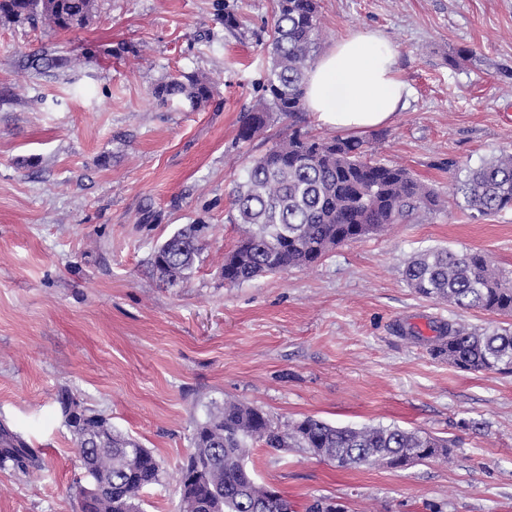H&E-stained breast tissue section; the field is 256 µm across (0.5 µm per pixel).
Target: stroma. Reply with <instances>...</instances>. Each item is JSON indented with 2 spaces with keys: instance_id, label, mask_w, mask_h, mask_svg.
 I'll list each match as a JSON object with an SVG mask.
<instances>
[{
  "instance_id": "35a3bbf8",
  "label": "stroma",
  "mask_w": 512,
  "mask_h": 512,
  "mask_svg": "<svg viewBox=\"0 0 512 512\" xmlns=\"http://www.w3.org/2000/svg\"><path fill=\"white\" fill-rule=\"evenodd\" d=\"M240 27H224L225 11ZM274 0H95L68 32L0 22V422L39 450L31 476L0 470V512H82L88 485L58 398L107 416L160 460L142 512H177V470L208 408L235 398L280 424L397 425L452 440L446 460L341 470L300 448H252L258 484L292 512H512V374L466 372L432 350L434 327L507 325L418 296L404 264L427 248L478 250L512 279V208L474 218L457 177L512 152V0H319L323 53L354 28L400 51L413 95L364 131L374 159L407 168L440 208L317 265L225 284L241 235L231 192L289 127L334 136L311 112L237 141L259 103ZM45 51L67 67L39 73ZM213 86L198 110L160 102L168 76ZM204 225L187 283L167 286L155 247Z\"/></svg>"
}]
</instances>
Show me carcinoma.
Wrapping results in <instances>:
<instances>
[{"mask_svg":"<svg viewBox=\"0 0 512 512\" xmlns=\"http://www.w3.org/2000/svg\"><path fill=\"white\" fill-rule=\"evenodd\" d=\"M92 0H0V19H47L57 29L84 25ZM321 35L317 0H275L268 67L262 84L266 102L243 113L238 140L261 133L272 115L291 119L304 111L306 75ZM155 98L196 108L213 97L209 81L179 74L152 89ZM360 137L321 138L293 131L263 155L251 159L243 181L232 190L230 222L244 227L236 247L224 253V283L240 285L266 274L311 267L336 246L360 242L416 212H431L439 197L407 169L368 157ZM473 214L489 216L512 208V154L501 155L456 180L453 197ZM202 251L199 228L189 224L152 256L153 269L170 285L189 280ZM407 285L420 297L460 309L512 316V286L481 251L424 250L404 267ZM433 351L467 372L512 373V328L468 330L450 321L437 330ZM65 424L86 464L109 479L107 494L83 512H136L139 494L160 482L163 468L137 440L112 429L101 413L61 401ZM303 448L341 469L371 467L379 460L395 467L449 459L451 444L419 429L399 426L338 427L306 417L284 426L261 408L226 399L196 424L193 451L179 469L178 512H290L282 497L269 502L244 464L250 448ZM0 468L28 475L40 468L35 449L7 425H0Z\"/></svg>","mask_w":512,"mask_h":512,"instance_id":"1","label":"carcinoma"}]
</instances>
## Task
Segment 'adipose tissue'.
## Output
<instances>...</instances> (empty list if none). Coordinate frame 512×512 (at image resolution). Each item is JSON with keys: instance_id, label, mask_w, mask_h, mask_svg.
<instances>
[{"instance_id": "adipose-tissue-1", "label": "adipose tissue", "mask_w": 512, "mask_h": 512, "mask_svg": "<svg viewBox=\"0 0 512 512\" xmlns=\"http://www.w3.org/2000/svg\"><path fill=\"white\" fill-rule=\"evenodd\" d=\"M411 95L396 46L371 29L348 31L305 83L306 109L322 125L347 131L389 124Z\"/></svg>"}]
</instances>
